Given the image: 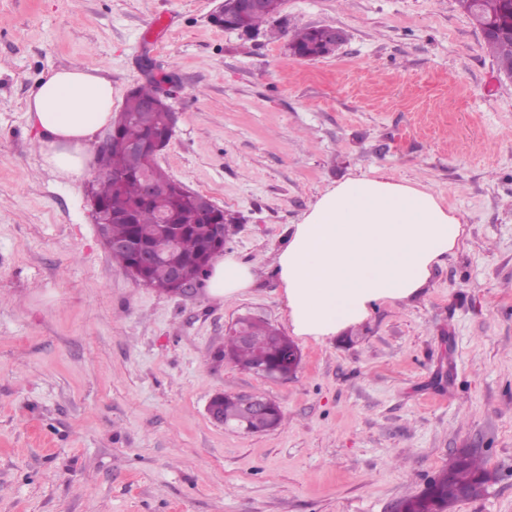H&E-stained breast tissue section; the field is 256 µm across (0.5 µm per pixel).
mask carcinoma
<instances>
[{
    "mask_svg": "<svg viewBox=\"0 0 512 512\" xmlns=\"http://www.w3.org/2000/svg\"><path fill=\"white\" fill-rule=\"evenodd\" d=\"M462 10L481 26L487 20L505 17L507 3L506 0H475L474 8L464 6ZM322 38L321 28H303L293 33L288 46L297 48L298 56L315 55ZM486 45L500 70L505 72L512 67V41L488 39ZM157 92L158 85L151 80L129 91L113 119L110 144L98 152V175L89 193L107 214L106 234L112 239H136L140 245L148 246L155 239L153 229L160 223L159 215H164L165 223L173 226L178 239L171 260L183 269L186 277L194 279L203 272L216 249L212 225L226 224L228 219L224 209L216 205L207 209L201 207L204 195L187 192L185 186L157 164L156 158L142 153L130 154L123 149L126 142L143 143L166 134L169 105L158 99ZM114 171L123 172L124 179L112 181ZM145 177L166 185V194L155 201L145 199ZM144 285L166 293L175 292L163 264L145 271ZM240 323L245 325L250 340L239 343L231 335L224 336V358L250 371L261 357L276 370L288 371V365L282 362V353L290 343L288 337L268 322L250 316L242 318ZM484 473V467L472 456L454 466L450 473L443 469L427 483L422 498L413 503L412 508H421L424 502L430 501L438 504L443 512H452L454 504L448 502V477L473 489L478 496L483 492L479 478Z\"/></svg>",
    "mask_w": 512,
    "mask_h": 512,
    "instance_id": "obj_1",
    "label": "carcinoma"
}]
</instances>
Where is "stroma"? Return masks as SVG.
I'll list each match as a JSON object with an SVG mask.
<instances>
[{
  "label": "stroma",
  "mask_w": 512,
  "mask_h": 512,
  "mask_svg": "<svg viewBox=\"0 0 512 512\" xmlns=\"http://www.w3.org/2000/svg\"><path fill=\"white\" fill-rule=\"evenodd\" d=\"M221 0H0V512H393L464 449L490 473L454 512H512V80L456 0H286L283 33L214 24ZM344 43L290 55L294 30ZM150 70H143V62ZM112 82V108L172 78L158 163L223 208L240 298L167 295L103 247L85 174L45 166L25 103L53 71ZM380 169L462 218L412 298L322 341L296 374L226 363L242 314L290 332L279 252L318 197ZM281 426L213 423L215 394ZM322 28L324 30L325 42L320 54L314 56L317 54V48L322 45L323 32L319 27H312L299 29L293 33L288 43V48L296 47L298 51L294 52L291 50L292 55H313L307 57V59L324 57L335 52L344 43L345 34L342 30L331 26H322Z\"/></svg>",
  "instance_id": "35a3bbf8"
}]
</instances>
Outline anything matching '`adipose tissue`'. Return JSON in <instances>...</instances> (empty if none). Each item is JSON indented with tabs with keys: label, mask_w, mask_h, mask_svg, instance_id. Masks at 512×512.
Here are the masks:
<instances>
[{
	"label": "adipose tissue",
	"mask_w": 512,
	"mask_h": 512,
	"mask_svg": "<svg viewBox=\"0 0 512 512\" xmlns=\"http://www.w3.org/2000/svg\"><path fill=\"white\" fill-rule=\"evenodd\" d=\"M26 117L46 165L82 176L83 145L112 120V83L79 67L55 71L29 95ZM461 234L460 216L426 186L377 169L337 183L277 256L293 334L329 338L364 322L378 303L413 297ZM254 284L250 265L224 257L214 261L205 287L230 301Z\"/></svg>",
	"instance_id": "1"
}]
</instances>
